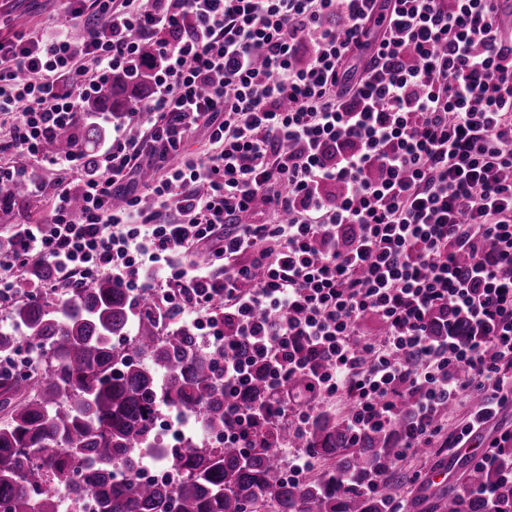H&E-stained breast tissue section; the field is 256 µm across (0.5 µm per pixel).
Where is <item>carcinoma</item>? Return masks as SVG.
I'll return each instance as SVG.
<instances>
[{
	"label": "carcinoma",
	"mask_w": 512,
	"mask_h": 512,
	"mask_svg": "<svg viewBox=\"0 0 512 512\" xmlns=\"http://www.w3.org/2000/svg\"><path fill=\"white\" fill-rule=\"evenodd\" d=\"M155 68L145 45L137 73L117 74L83 102L85 112L126 113L146 99ZM105 127L84 125L58 133L54 151L80 150L94 162ZM20 179L0 181V225L12 222L26 200ZM54 276L50 265L31 267L16 280L20 302L12 326L0 328V354L22 346L38 350V370L0 371V512H60L56 483L77 502L97 492L101 512H384L394 484L393 459L417 393L403 401L402 420L388 430L354 432L344 421L319 414L304 436L285 423H263L250 446L217 442L209 447H171L157 430L164 407L184 409L220 438L231 427L224 409L223 356L198 346L193 332L162 333L163 310L152 294L132 296L101 277L57 301L31 294L36 281ZM292 443L333 463L328 475L292 483L284 475L282 446ZM152 453L179 472L173 484L140 479L138 454ZM475 470L448 494L443 512H512V471ZM385 480L379 496L367 484ZM493 489L492 498L475 488Z\"/></svg>",
	"instance_id": "1"
}]
</instances>
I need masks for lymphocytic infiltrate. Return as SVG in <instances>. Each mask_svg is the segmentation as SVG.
Returning <instances> with one entry per match:
<instances>
[{
  "instance_id": "obj_1",
  "label": "lymphocytic infiltrate",
  "mask_w": 512,
  "mask_h": 512,
  "mask_svg": "<svg viewBox=\"0 0 512 512\" xmlns=\"http://www.w3.org/2000/svg\"><path fill=\"white\" fill-rule=\"evenodd\" d=\"M86 1L67 0L80 40L0 39L9 145L63 174L50 221L16 225L0 252L1 306L33 263L72 288L108 276L156 294L223 353L224 439L242 448L260 417L305 433L298 376L348 396L358 433L418 391L403 458L443 433L466 442L512 402V0ZM146 42L142 137L115 133L92 170L79 150L44 156ZM201 127L221 151L149 185L179 221L146 211L137 175ZM201 249L207 263H180ZM259 367L269 396L242 401Z\"/></svg>"
}]
</instances>
